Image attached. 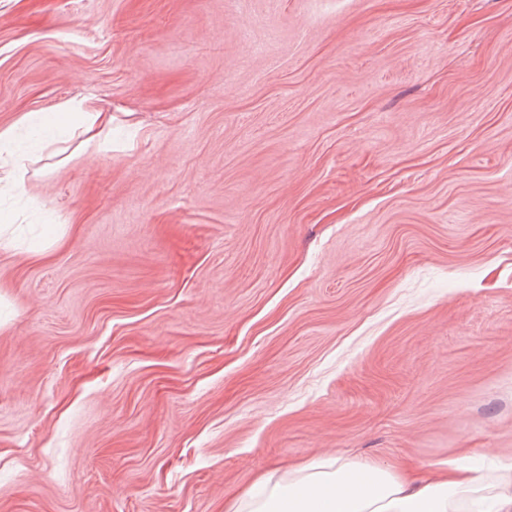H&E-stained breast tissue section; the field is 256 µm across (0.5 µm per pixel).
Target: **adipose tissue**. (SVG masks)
Wrapping results in <instances>:
<instances>
[{"mask_svg": "<svg viewBox=\"0 0 512 512\" xmlns=\"http://www.w3.org/2000/svg\"><path fill=\"white\" fill-rule=\"evenodd\" d=\"M23 122L41 150L54 156L67 152L74 137L98 136L111 125L86 98L66 100L48 117L27 114ZM26 161L11 130L0 131L1 189L24 191ZM257 485L256 495L235 501L227 512H512V470L482 478L452 453L424 478L338 456L264 474Z\"/></svg>", "mask_w": 512, "mask_h": 512, "instance_id": "obj_1", "label": "adipose tissue"}]
</instances>
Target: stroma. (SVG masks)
I'll return each mask as SVG.
<instances>
[{
    "label": "stroma",
    "instance_id": "1",
    "mask_svg": "<svg viewBox=\"0 0 512 512\" xmlns=\"http://www.w3.org/2000/svg\"><path fill=\"white\" fill-rule=\"evenodd\" d=\"M71 98L111 134L0 195V512L512 469V0H0V130Z\"/></svg>",
    "mask_w": 512,
    "mask_h": 512
}]
</instances>
